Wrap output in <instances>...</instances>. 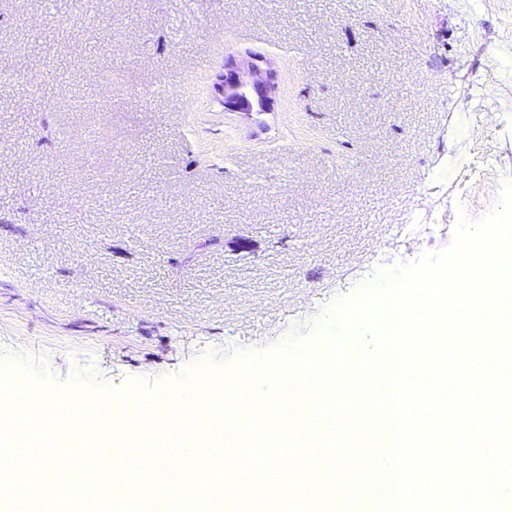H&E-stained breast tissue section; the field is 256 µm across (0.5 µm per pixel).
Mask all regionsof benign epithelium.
I'll return each mask as SVG.
<instances>
[{
    "label": "benign epithelium",
    "instance_id": "7a95c632",
    "mask_svg": "<svg viewBox=\"0 0 512 512\" xmlns=\"http://www.w3.org/2000/svg\"><path fill=\"white\" fill-rule=\"evenodd\" d=\"M260 59L230 56L218 78V91L224 96V109L250 112L254 106L268 108L277 93L273 72L259 65Z\"/></svg>",
    "mask_w": 512,
    "mask_h": 512
}]
</instances>
